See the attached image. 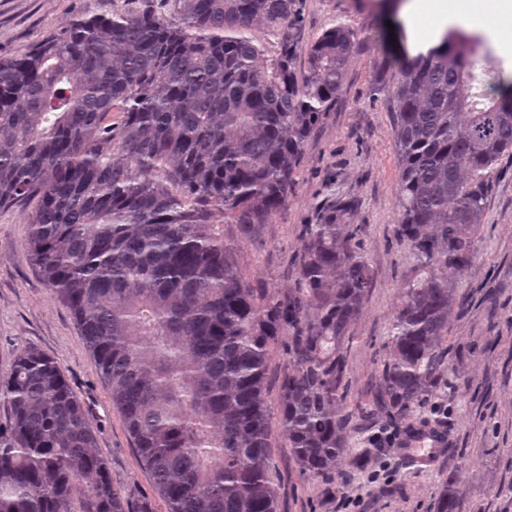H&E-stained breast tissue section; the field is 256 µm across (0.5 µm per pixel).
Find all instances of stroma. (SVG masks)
Masks as SVG:
<instances>
[{
	"label": "stroma",
	"instance_id": "1",
	"mask_svg": "<svg viewBox=\"0 0 512 512\" xmlns=\"http://www.w3.org/2000/svg\"><path fill=\"white\" fill-rule=\"evenodd\" d=\"M143 0H0V58L22 54L84 11L108 14L139 8ZM397 0H306L302 49L328 28L343 24L358 34L336 103L308 138L294 173L288 205L260 239L244 244L241 261L258 287L287 291L304 225L317 223L341 199L355 203L346 221L363 228L358 251L372 285L351 327L345 384L354 411L350 449L336 473L301 474L281 434H274L272 476L277 512H336L339 500L357 501L360 512H434L448 474L457 477L461 512H512V155L490 174L478 254L464 276V307L448 327V386L434 396L446 403L448 444L431 469H416L397 448L372 447L379 425L361 412L372 402L385 343L413 258L394 235L398 166L391 128L393 81L381 34L397 22ZM481 38L491 70L512 74V33L456 20ZM35 200L0 209V377L16 355L35 349L53 358L83 404L113 486L132 512L151 503L166 512L149 476L138 465L121 414L112 404L96 363L69 311L46 285L26 250L27 218ZM392 481H372L374 471Z\"/></svg>",
	"mask_w": 512,
	"mask_h": 512
}]
</instances>
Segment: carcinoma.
I'll list each match as a JSON object with an SVG mask.
<instances>
[{
	"mask_svg": "<svg viewBox=\"0 0 512 512\" xmlns=\"http://www.w3.org/2000/svg\"><path fill=\"white\" fill-rule=\"evenodd\" d=\"M152 0L87 12L0 58V208L33 197L27 253L70 310L167 512H276L271 426L300 472L349 449L350 327L371 286L340 200L306 224L294 287L259 288L240 243L288 204L304 145L336 102L357 33L298 64L305 0ZM278 35L267 50L247 36ZM448 30L393 59L394 234L414 260L369 412L398 428L445 381L443 341L477 256L486 172L512 151V78L467 93L486 58ZM287 359L278 405L269 364ZM0 512H128L86 411L36 350L0 380ZM448 474L436 512H457Z\"/></svg>",
	"mask_w": 512,
	"mask_h": 512,
	"instance_id": "1",
	"label": "carcinoma"
}]
</instances>
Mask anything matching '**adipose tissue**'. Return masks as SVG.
Segmentation results:
<instances>
[{"mask_svg":"<svg viewBox=\"0 0 512 512\" xmlns=\"http://www.w3.org/2000/svg\"><path fill=\"white\" fill-rule=\"evenodd\" d=\"M462 0H405L400 11L401 48L415 56L441 44L449 22L461 15Z\"/></svg>","mask_w":512,"mask_h":512,"instance_id":"obj_1","label":"adipose tissue"}]
</instances>
